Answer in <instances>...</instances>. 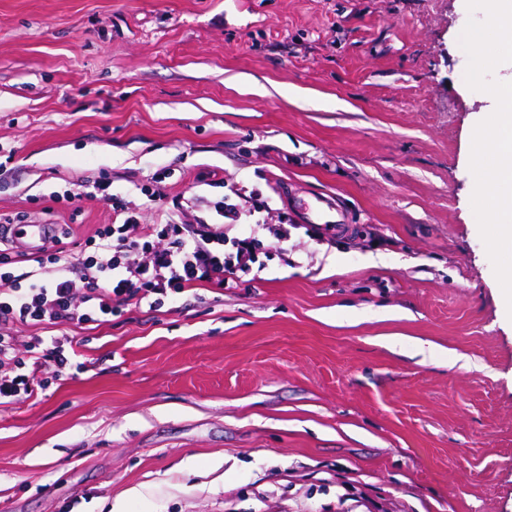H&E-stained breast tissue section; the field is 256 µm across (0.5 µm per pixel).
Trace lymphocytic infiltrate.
Returning <instances> with one entry per match:
<instances>
[{
    "label": "lymphocytic infiltrate",
    "instance_id": "obj_1",
    "mask_svg": "<svg viewBox=\"0 0 512 512\" xmlns=\"http://www.w3.org/2000/svg\"><path fill=\"white\" fill-rule=\"evenodd\" d=\"M267 208L256 191L245 206L224 195L209 203L219 223L198 232L170 219L141 223L138 213L116 204V223L99 227L78 256L62 250L38 255L39 266H56L51 280L14 274L10 253L0 249V404L31 397L48 387L50 377L83 367L65 340L33 336L22 343L7 333V325L98 323L113 314L117 299L150 298L160 306L171 294L228 285L258 263L265 249L259 215ZM237 224L249 225V235L228 237V228Z\"/></svg>",
    "mask_w": 512,
    "mask_h": 512
}]
</instances>
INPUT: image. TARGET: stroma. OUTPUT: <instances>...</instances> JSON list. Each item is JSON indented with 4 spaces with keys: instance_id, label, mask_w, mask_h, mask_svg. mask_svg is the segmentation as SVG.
<instances>
[{
    "instance_id": "obj_1",
    "label": "stroma",
    "mask_w": 512,
    "mask_h": 512,
    "mask_svg": "<svg viewBox=\"0 0 512 512\" xmlns=\"http://www.w3.org/2000/svg\"><path fill=\"white\" fill-rule=\"evenodd\" d=\"M466 0H0V222L197 228L269 198L258 280L114 302L0 406V512H512V319L471 206ZM159 191L147 208L144 189ZM348 218L315 239L306 202ZM222 459L213 468L214 459Z\"/></svg>"
}]
</instances>
